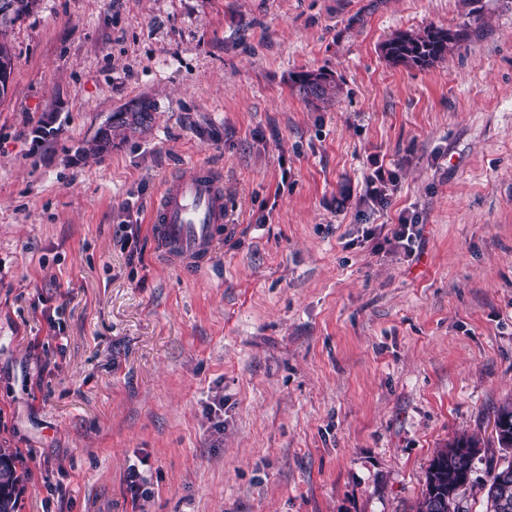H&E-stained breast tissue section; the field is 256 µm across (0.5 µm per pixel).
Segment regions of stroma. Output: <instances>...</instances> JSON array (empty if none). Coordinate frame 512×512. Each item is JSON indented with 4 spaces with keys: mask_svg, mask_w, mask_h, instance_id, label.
<instances>
[{
    "mask_svg": "<svg viewBox=\"0 0 512 512\" xmlns=\"http://www.w3.org/2000/svg\"><path fill=\"white\" fill-rule=\"evenodd\" d=\"M481 6L40 0L16 23L0 449L18 512H131L133 464L144 512H413L463 436L480 452L460 510L485 512L512 404V0ZM465 23L432 67L384 56ZM317 70L338 98L303 99L292 78ZM140 98L152 123L86 156ZM198 162L224 176L228 225L187 278L148 218ZM402 216L411 257L378 233ZM127 489L131 494L132 511H142L140 509V499H146L149 495L148 489L144 488L147 484V480L142 476L141 472L132 465L124 479Z\"/></svg>",
    "mask_w": 512,
    "mask_h": 512,
    "instance_id": "obj_1",
    "label": "stroma"
}]
</instances>
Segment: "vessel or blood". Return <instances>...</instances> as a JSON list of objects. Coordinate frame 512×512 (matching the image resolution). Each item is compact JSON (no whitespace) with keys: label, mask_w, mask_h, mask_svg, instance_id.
<instances>
[{"label":"vessel or blood","mask_w":512,"mask_h":512,"mask_svg":"<svg viewBox=\"0 0 512 512\" xmlns=\"http://www.w3.org/2000/svg\"><path fill=\"white\" fill-rule=\"evenodd\" d=\"M226 217L224 183L211 166L199 163L191 175L164 185L151 212L150 233L160 256L196 275L221 250Z\"/></svg>","instance_id":"b4317fda"}]
</instances>
